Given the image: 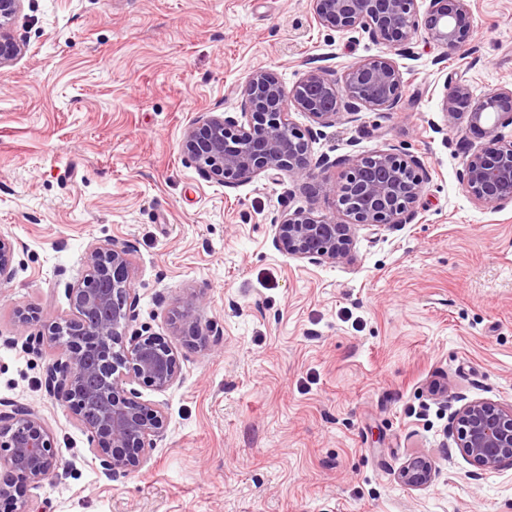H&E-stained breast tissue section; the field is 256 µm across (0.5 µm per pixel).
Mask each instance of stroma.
<instances>
[{
  "label": "stroma",
  "mask_w": 512,
  "mask_h": 512,
  "mask_svg": "<svg viewBox=\"0 0 512 512\" xmlns=\"http://www.w3.org/2000/svg\"><path fill=\"white\" fill-rule=\"evenodd\" d=\"M468 3L470 41L448 53L420 36L398 58L394 109L328 127L289 110L316 181L343 182L350 156L421 162L411 223L357 227L347 259L313 265L282 254L276 229L288 211L337 215L334 196L285 173L204 179L182 136L202 113L239 116L257 68L289 88L384 44L317 26L310 0H24V50L0 68V235L17 247L0 401L39 410L55 436L59 468L26 492L44 512H512V467L478 469L448 434L469 401L512 404V205L465 188L462 147L481 137L442 110L453 77L477 97L512 88V0ZM93 243L131 247L135 324L182 366L167 391L139 386L166 432L111 478L45 386L59 348L16 321L69 314ZM191 293L214 327L197 347L170 320ZM416 455L436 467L422 489L398 478Z\"/></svg>",
  "instance_id": "1"
}]
</instances>
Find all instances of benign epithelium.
Segmentation results:
<instances>
[{
  "instance_id": "obj_1",
  "label": "benign epithelium",
  "mask_w": 512,
  "mask_h": 512,
  "mask_svg": "<svg viewBox=\"0 0 512 512\" xmlns=\"http://www.w3.org/2000/svg\"><path fill=\"white\" fill-rule=\"evenodd\" d=\"M23 2L0 0V67L22 53L13 26ZM311 9L320 26L343 35L365 33L399 54H414L412 44L420 34L451 51L473 33L467 0H428L423 13L417 0H311ZM400 88L395 60L383 55L353 64L339 77L312 68L289 90L275 70L258 68L242 88L245 122L205 112L186 128L181 149L204 178L219 183L260 173L303 177L311 164L309 140L288 121L290 107L326 126L344 115L354 119L364 110L395 107ZM442 111L448 124L463 118L469 130L484 138L464 158L462 183L484 206L512 204V142L500 140L493 121L512 112V89L476 98L459 78ZM419 169L414 157L391 151L351 158L342 184H318L337 198L347 220L316 218L303 210L287 213L278 224L279 251L313 265L332 264L348 257L356 227L408 223L423 191ZM15 251V242L0 235V284L13 275ZM84 265L85 275L66 285L69 316L47 320L23 310L18 321L41 323L33 340L61 349L62 356L47 369L45 385L86 430L93 459L111 478L139 470L166 427L163 411L142 400L131 384L164 392L181 379L182 368L170 344L147 328L131 330L136 300L131 296L130 247L92 245ZM200 304L197 294L180 301L172 311L173 328L187 326L192 336H203L196 316ZM450 433L459 453L478 467L512 465V405L470 401L453 413ZM57 466L55 439L41 414L30 406L0 402V500L12 497L19 484L39 487ZM434 471L431 459L411 457L400 469V481L424 488Z\"/></svg>"
}]
</instances>
